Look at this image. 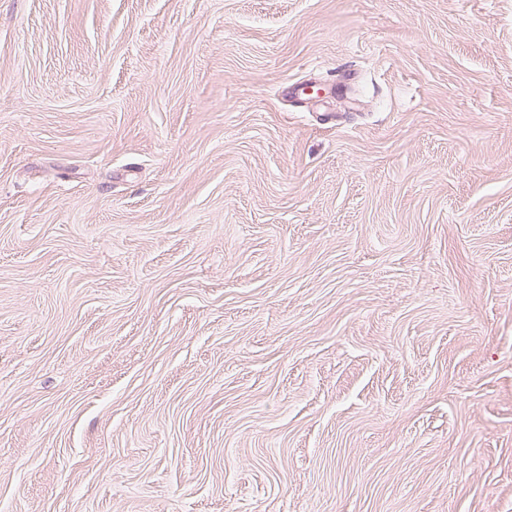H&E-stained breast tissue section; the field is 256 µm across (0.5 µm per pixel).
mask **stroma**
<instances>
[{"instance_id": "stroma-1", "label": "stroma", "mask_w": 512, "mask_h": 512, "mask_svg": "<svg viewBox=\"0 0 512 512\" xmlns=\"http://www.w3.org/2000/svg\"><path fill=\"white\" fill-rule=\"evenodd\" d=\"M0 512H512V0H0Z\"/></svg>"}]
</instances>
